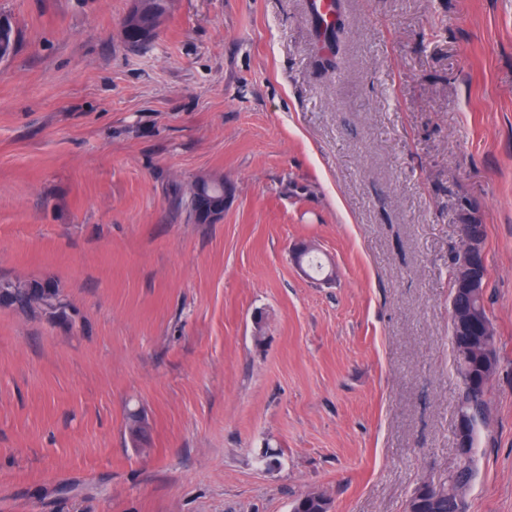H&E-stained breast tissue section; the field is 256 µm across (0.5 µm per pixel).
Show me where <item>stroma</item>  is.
I'll list each match as a JSON object with an SVG mask.
<instances>
[{
  "mask_svg": "<svg viewBox=\"0 0 512 512\" xmlns=\"http://www.w3.org/2000/svg\"><path fill=\"white\" fill-rule=\"evenodd\" d=\"M306 2L174 0L132 48L131 0H0V278L68 304L0 306V512H404L458 464L462 224L500 355L468 512H512V0H341L334 52ZM332 502L322 491H310L297 497L292 505V512H330Z\"/></svg>",
  "mask_w": 512,
  "mask_h": 512,
  "instance_id": "stroma-1",
  "label": "stroma"
}]
</instances>
